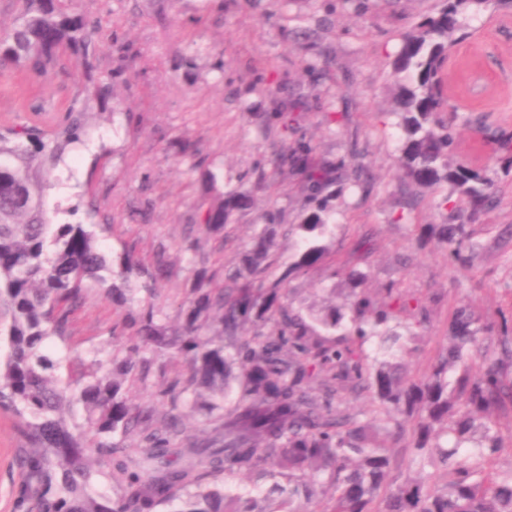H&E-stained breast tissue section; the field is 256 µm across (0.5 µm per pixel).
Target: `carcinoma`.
Segmentation results:
<instances>
[{"label":"carcinoma","mask_w":512,"mask_h":512,"mask_svg":"<svg viewBox=\"0 0 512 512\" xmlns=\"http://www.w3.org/2000/svg\"><path fill=\"white\" fill-rule=\"evenodd\" d=\"M21 2L13 26L0 35V71L44 76L69 52L93 75L96 25L71 12L70 0ZM491 2L440 0L435 14L402 36L391 62L403 180L450 187L441 200L450 223L427 225L418 246L442 240L461 265L477 247L467 225L496 197L488 169L452 158L445 69L448 51L464 37L463 19ZM107 89L99 80L92 95L75 97L49 136L28 124L0 132V305L9 315L0 409L18 418L29 444L20 458L19 512H156L173 500L181 502L178 512H512V448L503 447L500 428L512 416V326L461 303L447 343L425 371L412 373L404 356L423 341L431 308L396 280L378 296L364 288L368 238L350 266L335 271L347 284L340 304L304 315L288 301V279L325 259L319 240L329 229L345 161L315 159L300 116L284 103L264 114V126L278 130L283 144L269 165L255 167V186L268 189L285 171L299 177L311 204L301 222L281 223L272 204L243 246L241 265L223 282L208 267L197 268L177 334L158 324L154 307L143 310L134 347L139 360L114 368L98 358L47 352L49 341H67L88 282L109 296L118 292L95 232L53 223L44 202L49 177L85 133L82 105ZM197 167L212 196L198 208V223L227 242V226L254 206L253 190L223 192L204 161ZM280 230L298 233L299 253L268 284ZM164 272L161 250L152 266L130 260L119 276L140 275L150 293ZM169 352L188 362L190 377L157 396L204 416L206 439L173 415L132 408L124 396V379H146L155 357ZM235 380L240 397L226 410ZM360 397L369 407L348 411L347 401ZM75 405L83 410L80 423L71 419ZM134 430L138 448L124 442ZM96 460L111 466L117 499L89 493ZM404 465L416 467L415 475L389 479ZM241 472L271 481L261 498L229 491Z\"/></svg>","instance_id":"cac0c4a2"}]
</instances>
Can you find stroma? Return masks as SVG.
Segmentation results:
<instances>
[{"label":"stroma","mask_w":512,"mask_h":512,"mask_svg":"<svg viewBox=\"0 0 512 512\" xmlns=\"http://www.w3.org/2000/svg\"><path fill=\"white\" fill-rule=\"evenodd\" d=\"M436 7L437 0H226L221 8L214 0H73L74 11L98 23V75L111 90L88 110V148L68 155L67 171L51 180L44 200L57 224L84 221L69 206L95 201L97 242L126 297L109 298L89 284L69 341L56 343V351L84 358L96 351L119 362L132 357L137 338L130 321L141 310L155 305L160 323L177 332L196 268L222 274L238 267L240 246L262 223L269 192L255 191L253 209L229 227L234 244L225 245L197 222L196 162L206 159L220 190L239 187L280 146L278 134L262 129L275 87L307 101L302 125L316 158L338 159L357 147L354 163L372 184L369 196L349 189L334 202L323 240L329 262L289 281L294 308L337 302L342 282L333 270L366 236L368 288L395 279L433 304L426 339L406 358L411 369L424 370L442 347L457 304L512 322V174H500L505 153L480 131L486 125L512 133L510 8L493 4L467 17L468 37L448 55L449 109L473 120L455 123L454 158L493 171L499 198L475 225L480 249L463 267L449 262L438 241L410 247L418 225L442 223L440 201L449 188L405 203L410 189L398 168L390 62L402 34ZM80 86L70 54L45 78L0 74V126L26 121L51 131ZM180 141L192 153L177 154ZM159 251L168 272L153 293L138 290L136 278L120 277L126 256L148 262ZM24 446L16 417L0 410V512H17Z\"/></svg>","instance_id":"obj_1"}]
</instances>
